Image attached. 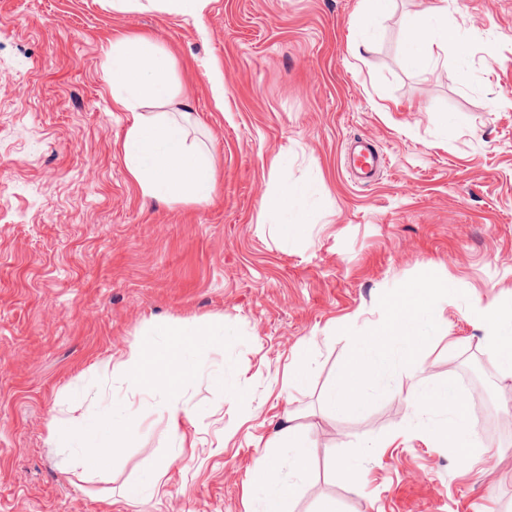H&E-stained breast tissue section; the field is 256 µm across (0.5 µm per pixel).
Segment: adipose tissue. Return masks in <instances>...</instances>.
<instances>
[{"label": "adipose tissue", "mask_w": 512, "mask_h": 512, "mask_svg": "<svg viewBox=\"0 0 512 512\" xmlns=\"http://www.w3.org/2000/svg\"><path fill=\"white\" fill-rule=\"evenodd\" d=\"M459 32L449 27L444 9L431 4L406 30L400 55L412 70L434 64V47L460 44ZM106 79L112 87V108L131 115L122 148L126 165L143 196L171 204H205L217 187L216 172L209 149L190 140L196 125L187 91L176 81L174 63L168 52L143 35L113 38L107 57ZM449 296L448 284L432 279L402 289L390 312L391 326L358 343L352 359L338 374L337 386L326 395L332 409L363 410L365 401L351 393L362 383L378 392L393 389L395 375L411 364L427 341L419 322L433 315L438 304ZM474 317L487 322V352L500 361L503 378H512V305L488 304L476 307ZM224 342V320L220 317L188 326L180 322L147 323L140 340L112 366L135 389L163 395L172 428H179L182 408L178 392L202 368L207 350ZM414 405L441 413L434 429L441 442L458 437L467 439L476 455L488 452L463 414L453 387L426 389L413 385L409 390ZM140 423L119 410L74 430L52 424L53 441L75 438L66 453L72 465L86 473L107 471L111 450L124 436L136 433ZM315 453L313 443L298 426L281 429L270 450L256 461L253 482L258 490L250 512H288L287 504L297 492L296 484L285 477V470L303 473Z\"/></svg>", "instance_id": "obj_1"}]
</instances>
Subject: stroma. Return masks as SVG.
Masks as SVG:
<instances>
[{
	"instance_id": "1",
	"label": "stroma",
	"mask_w": 512,
	"mask_h": 512,
	"mask_svg": "<svg viewBox=\"0 0 512 512\" xmlns=\"http://www.w3.org/2000/svg\"><path fill=\"white\" fill-rule=\"evenodd\" d=\"M361 0H205L200 17L112 10L105 0H0V512H248L251 469L288 414L317 448L291 512H512V380L484 347L476 304L512 301V0H446L462 47L406 69L399 44L429 0H395L359 49ZM151 36L176 60L219 187L203 205L143 197L122 142L131 116L105 78L113 34ZM224 87L216 103L213 80ZM363 134L380 179L340 165ZM308 187L303 238L281 244L262 203ZM453 288L438 327L393 382L325 393L400 289ZM223 317L224 347L183 385L179 430L154 395L102 372L146 323ZM305 378L284 385L294 357ZM483 373L499 431L484 461L431 439L407 390L452 386L478 426ZM232 375L242 399L224 395ZM141 420L103 475L49 438L112 407ZM351 462L357 478L340 477ZM150 503L127 498L156 464Z\"/></svg>"
}]
</instances>
